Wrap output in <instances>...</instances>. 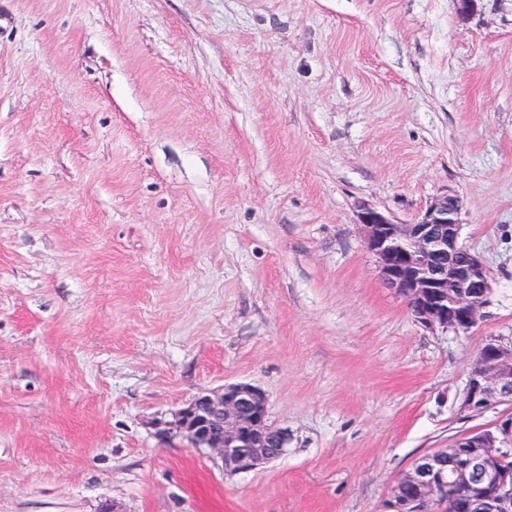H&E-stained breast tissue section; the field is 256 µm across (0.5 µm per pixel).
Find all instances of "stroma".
Masks as SVG:
<instances>
[{"label":"stroma","instance_id":"obj_1","mask_svg":"<svg viewBox=\"0 0 512 512\" xmlns=\"http://www.w3.org/2000/svg\"><path fill=\"white\" fill-rule=\"evenodd\" d=\"M462 202L466 334L388 288L360 205ZM512 336V0H0V512H381L497 419ZM263 389L287 455L225 475L158 413ZM502 405L512 409V336H487L459 403L472 416Z\"/></svg>","mask_w":512,"mask_h":512}]
</instances>
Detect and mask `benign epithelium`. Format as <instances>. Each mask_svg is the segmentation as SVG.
Listing matches in <instances>:
<instances>
[{
	"instance_id": "obj_1",
	"label": "benign epithelium",
	"mask_w": 512,
	"mask_h": 512,
	"mask_svg": "<svg viewBox=\"0 0 512 512\" xmlns=\"http://www.w3.org/2000/svg\"><path fill=\"white\" fill-rule=\"evenodd\" d=\"M461 201L434 199L411 224L364 207L359 226L385 284L429 330L467 333L483 318L491 283L479 255L460 244ZM512 407V336H488L459 403L472 416ZM162 443L176 439L219 458L229 475L255 471L288 451V429L272 423L268 397L249 383L201 392L153 420ZM512 412L417 458L393 486L383 512H512Z\"/></svg>"
}]
</instances>
